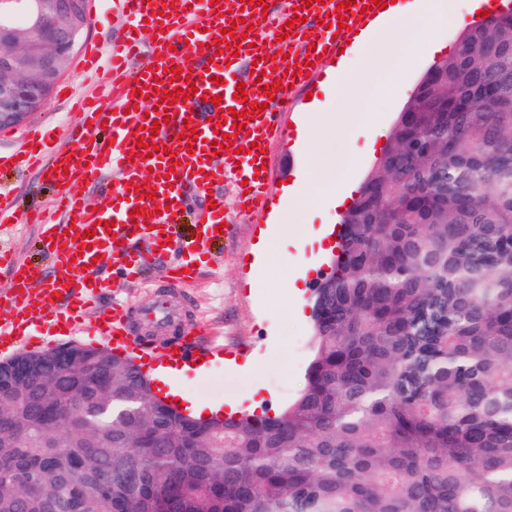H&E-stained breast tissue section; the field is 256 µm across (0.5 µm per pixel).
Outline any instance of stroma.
<instances>
[{
    "mask_svg": "<svg viewBox=\"0 0 512 512\" xmlns=\"http://www.w3.org/2000/svg\"><path fill=\"white\" fill-rule=\"evenodd\" d=\"M458 36L455 29L442 32L440 54L427 52L422 44L405 54L397 88H388L377 81L366 86V95L377 100L378 109L356 134L336 143L337 149L357 157L349 173L350 181L364 182L405 103L437 57L453 53ZM58 83V90L51 92L31 120L49 124L54 138L60 139L67 124L75 120V110L70 100L61 97L60 87L67 85L75 95L89 96L101 85L102 75L82 71L80 59L75 56ZM270 163L275 184L270 188L269 206L262 212H242L235 208L233 199H226L227 218L236 224L237 230L231 239L215 242L203 253L200 274L188 287H171L164 267L156 265L131 279L107 258L98 272L105 286L103 303L119 301L135 313L163 298L176 307L180 325L200 326L207 336L223 343L222 360L211 365L207 372L189 371L178 378L186 395L214 405H226L244 395L256 382L263 386L274 410H283L303 388L312 356L310 320L292 318L289 283L296 265L274 264L271 273L261 277L250 261L257 239L270 232L287 204L285 180L296 176L306 158L289 138L272 143ZM51 195L52 188L39 171L0 170V196L11 203L16 213L47 208ZM339 216V211L331 209L288 222L274 248L275 255L297 257L295 241L307 228L333 230ZM0 248L11 251L34 278L44 280L56 274L39 225H0ZM249 356L259 362L258 374L253 380L229 364L230 359L242 360Z\"/></svg>",
    "mask_w": 512,
    "mask_h": 512,
    "instance_id": "1",
    "label": "stroma"
}]
</instances>
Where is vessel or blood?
<instances>
[{
  "label": "vessel or blood",
  "mask_w": 512,
  "mask_h": 512,
  "mask_svg": "<svg viewBox=\"0 0 512 512\" xmlns=\"http://www.w3.org/2000/svg\"><path fill=\"white\" fill-rule=\"evenodd\" d=\"M124 19L110 51L88 44L82 68L96 66L108 57L111 81L106 98L84 104L67 132L75 141L69 149L55 142L50 130L32 127L19 138L14 150L0 153V167L37 163L48 173L54 189V217L16 216L0 198V224H42L43 235L60 274L38 281L9 253L0 250V269L8 270L14 283L0 292V347H14L19 337L35 328H53L58 335L74 333L88 307H97L96 333L116 347H137L136 328L126 305L115 302L98 307L101 283L95 278L92 258L109 257L129 275L163 261L170 252L173 228L187 190L211 193L214 205L205 209L196 227V240L207 244L230 238L235 227L224 222V182L233 179L236 208L265 209L270 168L263 153L283 137L279 116L294 104V90L317 75L325 55L336 54L355 33L381 17V7L356 0L352 13L339 18L340 0H282L276 15L263 16L262 6L243 8L240 0H115ZM302 22L279 42L278 53L268 52L264 34L271 26L286 25L294 15ZM237 21L241 40H226L223 30ZM345 28L333 31L337 21ZM196 61L186 63L185 48ZM192 76L197 95L186 103L161 101L164 91H175L171 67ZM296 67V76L286 73ZM282 81L283 89L264 96L266 84ZM244 88L245 99L235 96ZM245 112L243 127L233 126L232 111ZM158 134H151V127ZM152 138L158 152L138 147L139 138ZM231 146H223V138ZM220 151H213V143ZM220 163H213L212 153ZM95 188V204H87L81 186ZM149 186L154 198L140 195ZM143 214H136V207ZM186 340L178 346L150 350L160 361L182 362L190 349L193 326L182 329Z\"/></svg>",
  "instance_id": "vessel-or-blood-1"
}]
</instances>
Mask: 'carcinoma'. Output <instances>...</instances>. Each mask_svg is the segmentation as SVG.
I'll return each mask as SVG.
<instances>
[{
    "instance_id": "obj_1",
    "label": "carcinoma",
    "mask_w": 512,
    "mask_h": 512,
    "mask_svg": "<svg viewBox=\"0 0 512 512\" xmlns=\"http://www.w3.org/2000/svg\"><path fill=\"white\" fill-rule=\"evenodd\" d=\"M422 81L340 216L281 413L197 420L85 345L0 372V512H512V9Z\"/></svg>"
}]
</instances>
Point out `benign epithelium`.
Returning <instances> with one entry per match:
<instances>
[{"label": "benign epithelium", "mask_w": 512, "mask_h": 512, "mask_svg": "<svg viewBox=\"0 0 512 512\" xmlns=\"http://www.w3.org/2000/svg\"><path fill=\"white\" fill-rule=\"evenodd\" d=\"M89 0H0V128L25 122L47 101L89 25ZM21 352L0 368L53 357Z\"/></svg>", "instance_id": "benign-epithelium-1"}]
</instances>
